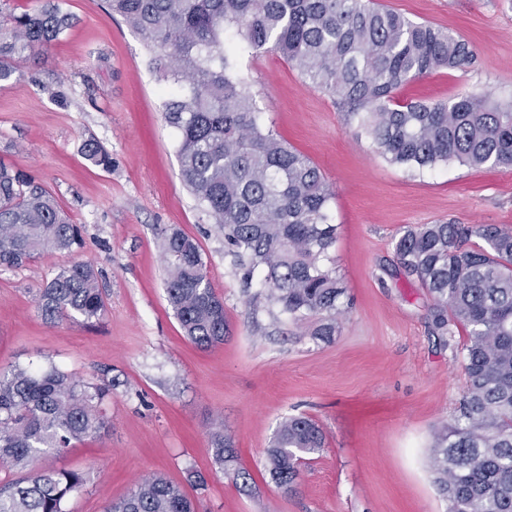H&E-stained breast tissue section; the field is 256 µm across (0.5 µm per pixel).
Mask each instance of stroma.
<instances>
[{
    "mask_svg": "<svg viewBox=\"0 0 512 512\" xmlns=\"http://www.w3.org/2000/svg\"><path fill=\"white\" fill-rule=\"evenodd\" d=\"M375 2L460 35L478 58L470 71L439 69L403 85L401 99L484 93L512 103V0ZM58 3L69 28L0 88V163L42 182L83 245L0 268V368L53 364L85 384L118 381L104 404L107 431L46 460L88 475L69 512H103L153 475L180 486L199 512H448L430 445L459 405L463 356L433 332L432 299L399 268L394 247L406 227L445 219L512 231V167L391 166L279 54L241 53L237 70L262 123L310 157L335 192L338 234L325 266L342 278L349 307L323 339L313 333L322 316L292 321L225 255L223 232L180 177L164 84L139 36L104 0ZM90 138L111 154V169L82 154ZM174 229L197 240L224 300L217 347L193 344L168 303L161 243ZM73 261L92 263L105 312L90 325H47L40 291ZM297 415L317 421L325 446L286 491L266 456L279 424ZM218 420L235 450L222 466L209 439Z\"/></svg>",
    "mask_w": 512,
    "mask_h": 512,
    "instance_id": "1",
    "label": "stroma"
}]
</instances>
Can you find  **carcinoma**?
I'll return each instance as SVG.
<instances>
[{
    "label": "carcinoma",
    "mask_w": 512,
    "mask_h": 512,
    "mask_svg": "<svg viewBox=\"0 0 512 512\" xmlns=\"http://www.w3.org/2000/svg\"><path fill=\"white\" fill-rule=\"evenodd\" d=\"M150 52L168 97L164 118L177 133L181 177L224 230L243 278L264 271L266 298L293 319L327 314L315 336H333L346 289L323 268L335 247L334 191L317 165L260 120L256 100L234 73L241 46L275 51L357 122L387 163L405 169L448 162L512 166V105L484 94L457 101H401L395 91L437 69L465 71L476 54L460 36L414 22L369 0H106ZM69 24L53 0L0 24V83L20 62L44 55ZM96 165L112 167L98 143L83 144ZM78 231L52 193L0 163V267L46 251L70 253ZM168 301L187 338L207 349L224 342V302L208 278L199 244L165 236ZM395 253L432 297L436 334L463 332L465 387L452 423L433 433L434 484L448 512H512V232L452 220L403 231ZM42 320L90 324L105 300L93 266L62 267L41 290ZM115 382L92 386L51 365L0 369V467L23 473L0 487V512H68L87 474L38 468L39 458L101 434V405ZM216 462L234 458L224 427L210 430ZM318 423L283 420L267 461L288 490L300 457L324 447ZM104 512H196L194 501L161 477L138 482Z\"/></svg>",
    "instance_id": "cac0c4a2"
}]
</instances>
